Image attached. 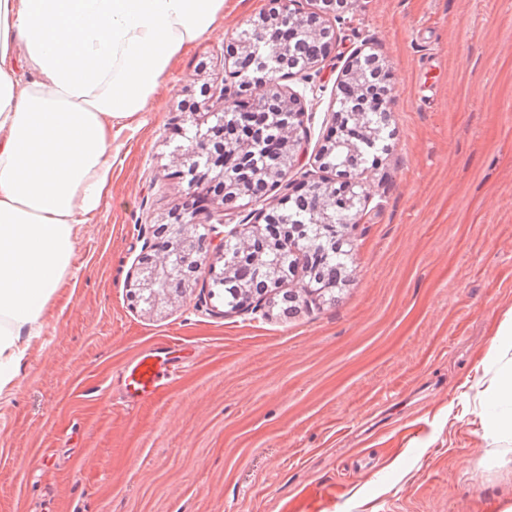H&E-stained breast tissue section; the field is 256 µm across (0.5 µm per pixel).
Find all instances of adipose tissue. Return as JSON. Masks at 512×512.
I'll list each match as a JSON object with an SVG mask.
<instances>
[{"label": "adipose tissue", "mask_w": 512, "mask_h": 512, "mask_svg": "<svg viewBox=\"0 0 512 512\" xmlns=\"http://www.w3.org/2000/svg\"><path fill=\"white\" fill-rule=\"evenodd\" d=\"M224 0H0V389L11 384L78 225L101 204L108 151ZM512 366L485 415L512 436Z\"/></svg>", "instance_id": "1"}]
</instances>
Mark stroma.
<instances>
[{
  "label": "stroma",
  "mask_w": 512,
  "mask_h": 512,
  "mask_svg": "<svg viewBox=\"0 0 512 512\" xmlns=\"http://www.w3.org/2000/svg\"><path fill=\"white\" fill-rule=\"evenodd\" d=\"M269 0H224L222 35L171 61L112 143L101 206L12 385L0 390V512H280L329 486L316 512H507L512 438H486L512 307V0H354L310 82L314 168L349 55L389 73L393 133L335 303L209 311L216 253L155 309L133 273L153 227L186 199L164 179L173 132L221 56ZM168 346L182 370L127 406L119 376Z\"/></svg>",
  "instance_id": "1"
}]
</instances>
